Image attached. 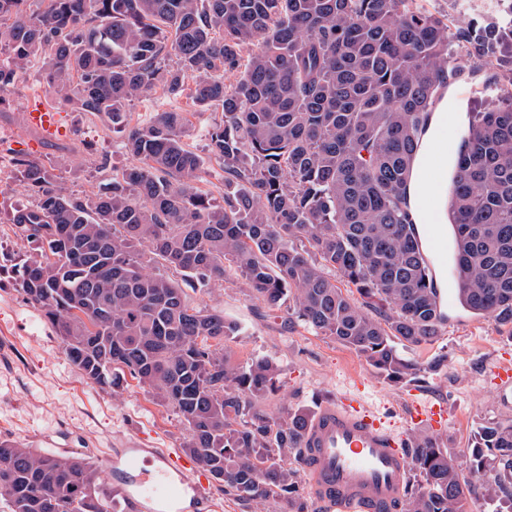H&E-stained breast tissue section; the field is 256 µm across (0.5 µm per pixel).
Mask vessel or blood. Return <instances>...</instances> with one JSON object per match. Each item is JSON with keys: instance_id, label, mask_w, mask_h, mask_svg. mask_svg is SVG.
Returning a JSON list of instances; mask_svg holds the SVG:
<instances>
[{"instance_id": "vessel-or-blood-1", "label": "vessel or blood", "mask_w": 512, "mask_h": 512, "mask_svg": "<svg viewBox=\"0 0 512 512\" xmlns=\"http://www.w3.org/2000/svg\"><path fill=\"white\" fill-rule=\"evenodd\" d=\"M28 122L53 139L58 115L42 101L28 105ZM445 404L415 405L408 423L441 428ZM309 491L322 512H391L409 480V456L400 435L377 412L341 396L324 401L303 439ZM210 482L194 458L127 442L112 451V488L130 512H209Z\"/></svg>"}]
</instances>
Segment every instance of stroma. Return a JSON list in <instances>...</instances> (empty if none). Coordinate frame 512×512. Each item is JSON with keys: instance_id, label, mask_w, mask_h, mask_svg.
Returning a JSON list of instances; mask_svg holds the SVG:
<instances>
[{"instance_id": "obj_1", "label": "stroma", "mask_w": 512, "mask_h": 512, "mask_svg": "<svg viewBox=\"0 0 512 512\" xmlns=\"http://www.w3.org/2000/svg\"><path fill=\"white\" fill-rule=\"evenodd\" d=\"M41 99L60 116L63 132L43 141L24 121L30 101ZM0 153L41 161L68 192L85 196L131 164L121 136L100 117L71 111L37 69L20 72L9 104L0 106ZM32 189L17 176L0 184V440L25 443L50 454L81 455L94 461L110 480L113 448L134 440L146 448L181 447L187 431L172 408L158 405L136 383L116 390L90 384L64 354L59 338L41 313L21 294L13 273L30 246L9 222L15 209L30 205ZM194 306L223 311L241 327L228 344L233 362L259 357L279 366L276 388L260 403L276 417L297 408H316L327 398L361 386L366 401L400 425L406 441L422 428L405 422L412 402L448 406L441 446L454 456L470 447L480 427L512 424V398L500 399L491 369L512 364V324L471 314L460 306L434 340L400 346L420 370L413 381L392 383L353 350L332 337L301 325L286 326L285 310H273L251 296L235 273L223 285L190 292Z\"/></svg>"}]
</instances>
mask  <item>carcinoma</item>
<instances>
[{
    "label": "carcinoma",
    "mask_w": 512,
    "mask_h": 512,
    "mask_svg": "<svg viewBox=\"0 0 512 512\" xmlns=\"http://www.w3.org/2000/svg\"><path fill=\"white\" fill-rule=\"evenodd\" d=\"M0 0V105L18 73L76 112L103 117L135 159L91 196H74L25 156L17 175L35 202L10 223L34 245L19 287L99 389L126 377L188 430L183 452L243 501L307 512L299 488L310 410L274 418L258 403L276 384L270 357L245 365L224 344V313L185 286L233 270L270 308L293 302L393 383L417 364L397 344L432 341L433 269L407 187L438 88L484 68L489 101L471 112L448 161V224L458 302L512 324V15L451 31L420 0ZM236 71V83L224 74ZM160 90L169 107L132 125L128 108ZM221 110L207 156L184 141L185 93ZM221 171V200L198 188ZM359 297H353V293ZM402 512H512V425L482 427L463 450L469 472L433 437L409 446ZM8 512H116L93 461L0 441Z\"/></svg>",
    "instance_id": "cac0c4a2"
}]
</instances>
